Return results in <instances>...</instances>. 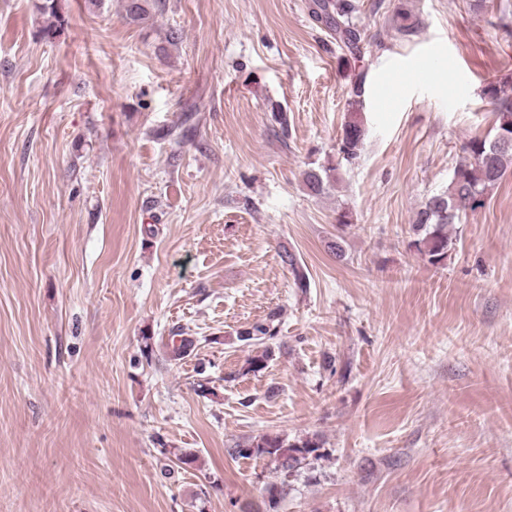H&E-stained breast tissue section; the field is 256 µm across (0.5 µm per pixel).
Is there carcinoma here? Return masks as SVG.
Instances as JSON below:
<instances>
[{
    "label": "carcinoma",
    "mask_w": 512,
    "mask_h": 512,
    "mask_svg": "<svg viewBox=\"0 0 512 512\" xmlns=\"http://www.w3.org/2000/svg\"><path fill=\"white\" fill-rule=\"evenodd\" d=\"M315 17L323 21L330 32L336 35V44L355 55L360 52L362 41L360 32L351 22L356 10L353 0H317ZM156 0H125V18L135 26L148 25ZM57 0H43L38 10L44 18V28L52 30L60 22ZM400 20L398 32L410 35L418 27L412 13L400 8L396 12ZM512 80L490 81L482 89V94L495 108V132L503 129V121L512 117ZM366 137L363 125L350 121L344 125L338 151L349 163L359 156ZM468 156L455 167L448 188L431 195L417 212L411 225L413 239L410 247L423 256L433 266H442L448 259V252L454 245L450 228L460 223L463 214L475 211L484 205L486 191L499 183L507 170L512 167V144L504 145L498 136L492 138L473 137L467 143ZM336 167L319 165L304 171L303 181L310 193L321 195L326 192L334 179ZM276 315L270 314L262 322L237 333L244 342H255L264 349L255 351L248 357L244 371L258 372L270 358V348L265 341L274 338ZM194 340L182 338L172 343L168 359L180 361L190 355ZM324 440L313 434L290 441L280 434H264L253 440L236 443L229 453L235 457H263L274 464L280 481L269 488V507L275 508L277 500L288 495L291 481L323 457L321 448Z\"/></svg>",
    "instance_id": "obj_1"
}]
</instances>
